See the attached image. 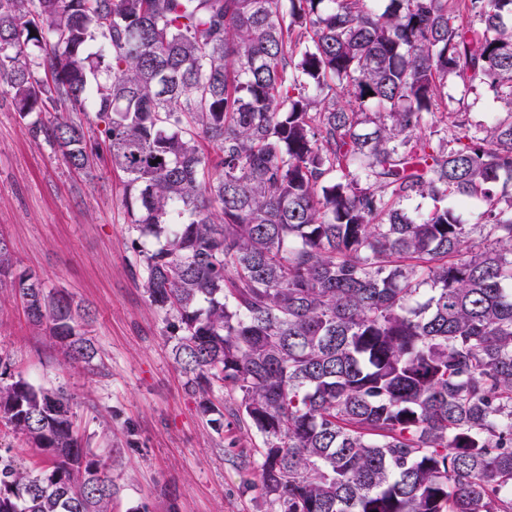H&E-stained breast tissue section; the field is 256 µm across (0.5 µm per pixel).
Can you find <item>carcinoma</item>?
I'll return each instance as SVG.
<instances>
[{
    "mask_svg": "<svg viewBox=\"0 0 512 512\" xmlns=\"http://www.w3.org/2000/svg\"><path fill=\"white\" fill-rule=\"evenodd\" d=\"M450 76L498 103L471 134ZM6 96L123 175L185 390L237 396L277 512H512V0H0ZM14 267L0 238V283L91 363L90 308ZM0 422L42 463L0 455V512H112L64 392L0 383Z\"/></svg>",
    "mask_w": 512,
    "mask_h": 512,
    "instance_id": "1",
    "label": "carcinoma"
}]
</instances>
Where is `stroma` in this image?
Returning a JSON list of instances; mask_svg holds the SVG:
<instances>
[{
  "instance_id": "stroma-1",
  "label": "stroma",
  "mask_w": 512,
  "mask_h": 512,
  "mask_svg": "<svg viewBox=\"0 0 512 512\" xmlns=\"http://www.w3.org/2000/svg\"><path fill=\"white\" fill-rule=\"evenodd\" d=\"M120 173L86 176L31 141L0 99V238L17 270L95 309L87 367L63 358L30 324L10 287L0 288V361L9 375L60 389L73 401L87 448L110 467L112 512H274L253 484L263 439L235 416L220 388V422L203 415L174 359L170 316L152 306L132 248Z\"/></svg>"
}]
</instances>
